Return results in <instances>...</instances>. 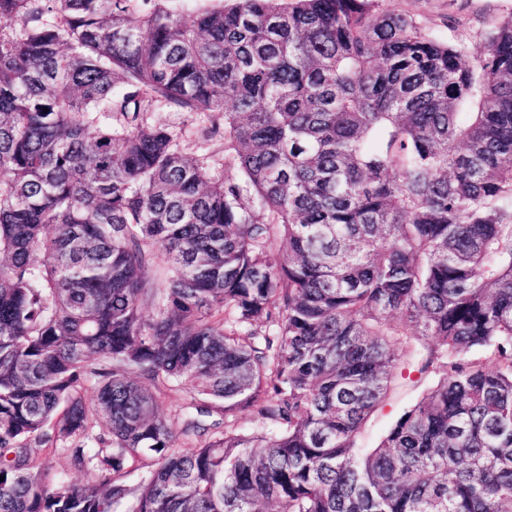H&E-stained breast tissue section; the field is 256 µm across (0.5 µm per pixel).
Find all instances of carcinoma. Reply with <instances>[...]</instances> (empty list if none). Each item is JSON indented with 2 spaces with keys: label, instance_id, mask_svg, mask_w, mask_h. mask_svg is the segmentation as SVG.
<instances>
[{
  "label": "carcinoma",
  "instance_id": "carcinoma-1",
  "mask_svg": "<svg viewBox=\"0 0 512 512\" xmlns=\"http://www.w3.org/2000/svg\"><path fill=\"white\" fill-rule=\"evenodd\" d=\"M2 19L0 512H512V18L472 61L375 0ZM148 122L156 119H162L173 127L176 131L182 132L181 145L188 152H195L197 149L201 151L208 149L215 153H220L219 156L224 155V138L223 128L224 119L220 117V133L212 137L209 141L203 140L202 128L209 126V123H203L197 114L192 112H180L173 109H155L154 112H147L144 114ZM202 146V149L199 147ZM411 380L397 377L394 390L391 392L387 404L376 412L363 427L357 439L356 445L358 448H374L395 416L410 405L428 383H423V380L416 383L418 377L414 374L411 376ZM51 448H55V446L47 445L34 448L35 456L39 459H49L53 469L64 475L69 481L78 483L86 482V476L71 467L69 458L63 451L60 449L53 450Z\"/></svg>",
  "mask_w": 512,
  "mask_h": 512
}]
</instances>
